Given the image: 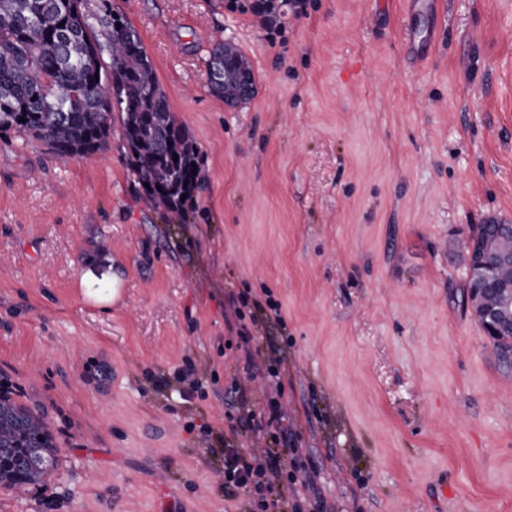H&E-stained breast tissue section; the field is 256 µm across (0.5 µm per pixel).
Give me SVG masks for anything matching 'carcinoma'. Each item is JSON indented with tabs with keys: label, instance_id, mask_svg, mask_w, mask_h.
Returning <instances> with one entry per match:
<instances>
[{
	"label": "carcinoma",
	"instance_id": "1",
	"mask_svg": "<svg viewBox=\"0 0 512 512\" xmlns=\"http://www.w3.org/2000/svg\"><path fill=\"white\" fill-rule=\"evenodd\" d=\"M270 29L284 0H225ZM249 69L218 40L206 60L207 87L220 100L238 93ZM118 112L132 171L159 208L185 218L201 181L199 150L171 111L133 26L110 0H0V133L44 143L61 160L102 150ZM60 449L40 414L0 390V488L38 485L58 467Z\"/></svg>",
	"mask_w": 512,
	"mask_h": 512
}]
</instances>
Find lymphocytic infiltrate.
I'll return each mask as SVG.
<instances>
[{"label": "lymphocytic infiltrate", "instance_id": "f902f5d3", "mask_svg": "<svg viewBox=\"0 0 512 512\" xmlns=\"http://www.w3.org/2000/svg\"><path fill=\"white\" fill-rule=\"evenodd\" d=\"M237 348L241 352L238 369L247 381H267L279 377L275 366L258 361L253 353L256 338L255 324L244 312H237ZM235 392L241 405L247 406L246 415H227L229 431L224 440V486L242 488L249 495L252 512H302L306 498L304 489L312 483L313 475L307 469L292 472L286 457L293 452L295 439L277 398H268L258 410L249 408L247 390L239 384ZM265 440L266 448L256 450L245 447L243 434Z\"/></svg>", "mask_w": 512, "mask_h": 512}]
</instances>
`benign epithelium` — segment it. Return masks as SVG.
Masks as SVG:
<instances>
[{"instance_id":"benign-epithelium-1","label":"benign epithelium","mask_w":512,"mask_h":512,"mask_svg":"<svg viewBox=\"0 0 512 512\" xmlns=\"http://www.w3.org/2000/svg\"><path fill=\"white\" fill-rule=\"evenodd\" d=\"M492 237L482 244L467 239L468 278L473 308L485 335L512 333V222L492 221Z\"/></svg>"}]
</instances>
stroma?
<instances>
[{
    "label": "stroma",
    "instance_id": "35a3bbf8",
    "mask_svg": "<svg viewBox=\"0 0 512 512\" xmlns=\"http://www.w3.org/2000/svg\"><path fill=\"white\" fill-rule=\"evenodd\" d=\"M199 151L184 221L120 124L61 160L0 134V383L61 464L0 512H247L224 497L231 295L280 306V396L319 475L305 512H512V371L460 244L512 219V0H298L269 30L224 0H111ZM429 58L411 59L406 32ZM256 80L207 89L216 37Z\"/></svg>",
    "mask_w": 512,
    "mask_h": 512
}]
</instances>
